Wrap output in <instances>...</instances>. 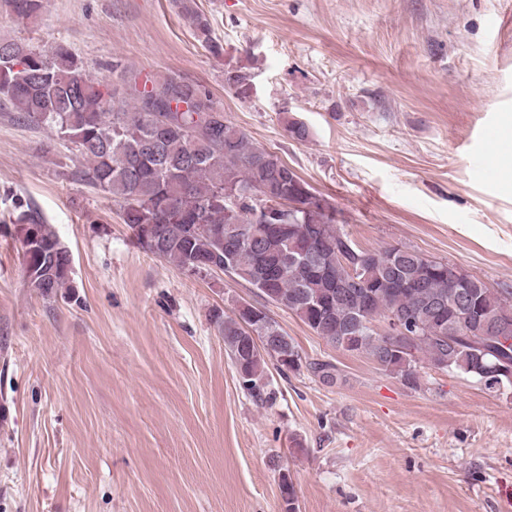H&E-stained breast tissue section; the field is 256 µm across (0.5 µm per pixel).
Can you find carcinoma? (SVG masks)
Listing matches in <instances>:
<instances>
[{"label":"carcinoma","mask_w":512,"mask_h":512,"mask_svg":"<svg viewBox=\"0 0 512 512\" xmlns=\"http://www.w3.org/2000/svg\"><path fill=\"white\" fill-rule=\"evenodd\" d=\"M30 18L43 0H7ZM182 14L212 53L221 45L208 18L189 0ZM133 105L115 106L108 85L87 75L62 45L38 49L0 41V101L27 121L41 124L86 162L84 181L118 205L123 223L139 235L142 224L163 226L157 257L184 271L222 272L249 284L267 302L295 313L317 336L349 352L365 354L410 388L419 385L418 364L472 376L489 389L512 387V322L500 313L512 298L493 293L476 278L462 284L454 265L406 246L379 251L356 247L336 225V210L312 202L316 193L272 152L253 146L226 119L203 86L181 78H147L132 85ZM236 191L239 224L230 223L224 190ZM289 205L294 217L269 229L252 247L240 238L261 225L247 222L249 204ZM19 241L30 242L25 267L42 275L33 289L58 295L67 283L71 255L51 225L31 206L14 219ZM186 224L200 229L187 230ZM361 269L350 281L344 264ZM408 317L420 334L401 341L378 334L374 318ZM241 387L256 398L267 391L266 358L305 366L325 382L336 366L303 364L293 340L263 310L245 303L233 317L216 315ZM261 351H245L252 336Z\"/></svg>","instance_id":"obj_1"}]
</instances>
